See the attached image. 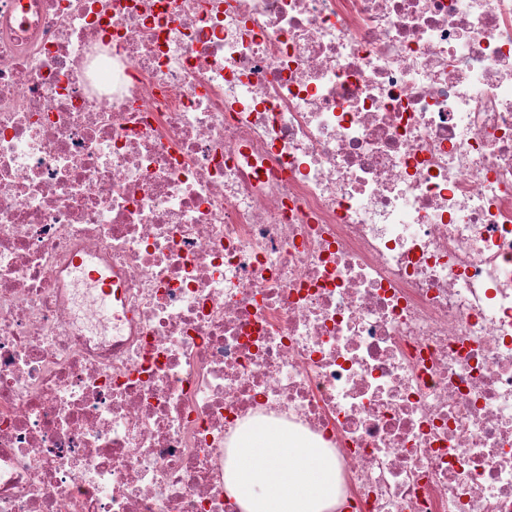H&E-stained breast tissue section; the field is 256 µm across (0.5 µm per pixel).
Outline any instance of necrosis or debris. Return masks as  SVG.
<instances>
[{
	"instance_id": "1",
	"label": "necrosis or debris",
	"mask_w": 512,
	"mask_h": 512,
	"mask_svg": "<svg viewBox=\"0 0 512 512\" xmlns=\"http://www.w3.org/2000/svg\"><path fill=\"white\" fill-rule=\"evenodd\" d=\"M256 422L512 512V0H0V512H242Z\"/></svg>"
}]
</instances>
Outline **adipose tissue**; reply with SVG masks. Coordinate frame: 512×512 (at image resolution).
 Listing matches in <instances>:
<instances>
[{
    "instance_id": "adipose-tissue-1",
    "label": "adipose tissue",
    "mask_w": 512,
    "mask_h": 512,
    "mask_svg": "<svg viewBox=\"0 0 512 512\" xmlns=\"http://www.w3.org/2000/svg\"><path fill=\"white\" fill-rule=\"evenodd\" d=\"M224 489L243 512H331L336 463L322 449L279 428L258 424L229 449Z\"/></svg>"
}]
</instances>
